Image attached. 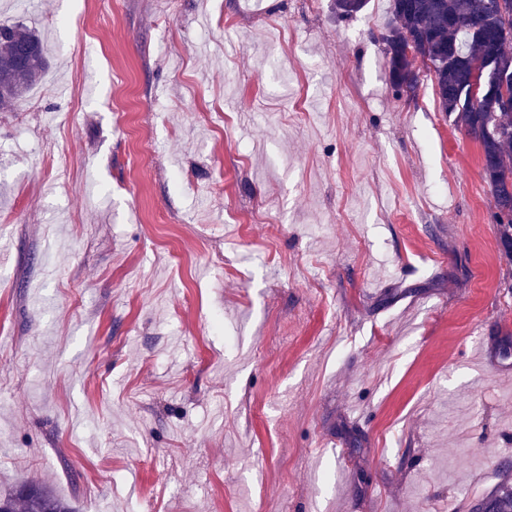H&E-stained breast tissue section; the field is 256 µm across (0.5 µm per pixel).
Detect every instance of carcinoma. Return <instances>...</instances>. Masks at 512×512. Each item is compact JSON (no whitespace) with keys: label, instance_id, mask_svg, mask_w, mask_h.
Listing matches in <instances>:
<instances>
[{"label":"carcinoma","instance_id":"obj_1","mask_svg":"<svg viewBox=\"0 0 512 512\" xmlns=\"http://www.w3.org/2000/svg\"><path fill=\"white\" fill-rule=\"evenodd\" d=\"M368 0H333L340 18L359 14ZM509 4L497 0H392V18L382 34L391 83L418 86L416 64L432 76L442 111L481 150L484 179L494 199V223L502 253L512 260V102L478 110L466 88L482 62L512 76V37L502 35ZM413 45L414 57L405 53ZM45 70L43 44L35 31L0 24V103H13L37 84ZM0 512H73L70 505L38 483L0 494ZM474 512H512V483L499 484Z\"/></svg>","mask_w":512,"mask_h":512}]
</instances>
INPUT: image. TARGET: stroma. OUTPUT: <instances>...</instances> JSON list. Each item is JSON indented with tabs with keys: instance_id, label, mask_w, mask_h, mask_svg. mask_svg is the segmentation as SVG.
Returning a JSON list of instances; mask_svg holds the SVG:
<instances>
[{
	"instance_id": "obj_1",
	"label": "stroma",
	"mask_w": 512,
	"mask_h": 512,
	"mask_svg": "<svg viewBox=\"0 0 512 512\" xmlns=\"http://www.w3.org/2000/svg\"><path fill=\"white\" fill-rule=\"evenodd\" d=\"M390 19L391 0H0L48 59L0 105L1 492L469 512L496 485L512 260L478 143L429 77L390 82Z\"/></svg>"
}]
</instances>
